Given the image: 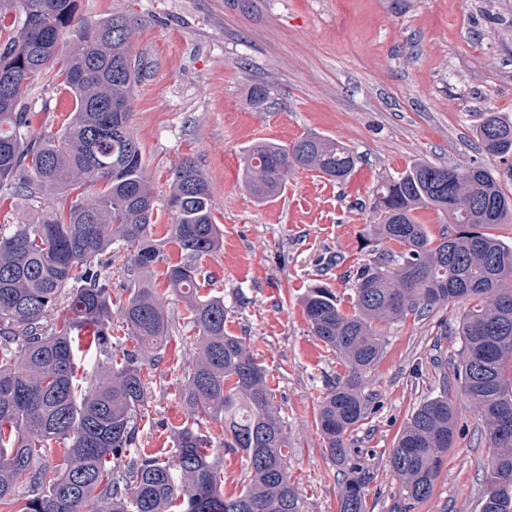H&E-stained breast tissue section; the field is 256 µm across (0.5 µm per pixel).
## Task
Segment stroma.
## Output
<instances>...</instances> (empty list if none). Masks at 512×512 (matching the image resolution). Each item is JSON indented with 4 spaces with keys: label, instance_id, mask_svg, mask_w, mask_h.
Here are the masks:
<instances>
[{
    "label": "stroma",
    "instance_id": "1",
    "mask_svg": "<svg viewBox=\"0 0 512 512\" xmlns=\"http://www.w3.org/2000/svg\"><path fill=\"white\" fill-rule=\"evenodd\" d=\"M79 16L120 14L135 24L133 58L146 73L134 90L130 126L147 175L164 197L173 170L194 157L206 175L217 253L199 261L202 288L224 298V330L246 340L267 374L288 426V472L302 512H338L335 466L315 413L346 366L311 335L301 301L324 282L341 302L351 271L381 255L400 263L395 242L366 247L363 234L380 177L421 159L482 165L501 175L476 139L481 112L512 121V0H77ZM263 85L270 108L254 109ZM24 101L34 129H59L71 96L51 75L32 81ZM315 132L359 156L344 183L297 170L284 193L260 203L243 182L244 150L260 141L291 145ZM173 319L167 356L150 383L141 448L168 456L187 409L180 397L193 354L184 303L164 296ZM463 305L439 306L387 327L385 353L367 375L377 410L350 439L351 459L371 475L369 512H393L401 485L389 465L395 438L425 399L458 401L451 375ZM486 426L459 407L454 444L429 498L411 512H479Z\"/></svg>",
    "mask_w": 512,
    "mask_h": 512
}]
</instances>
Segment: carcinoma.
<instances>
[{
  "label": "carcinoma",
  "mask_w": 512,
  "mask_h": 512,
  "mask_svg": "<svg viewBox=\"0 0 512 512\" xmlns=\"http://www.w3.org/2000/svg\"><path fill=\"white\" fill-rule=\"evenodd\" d=\"M134 25L122 15L90 24L76 0H0V196L40 198L36 221L0 232V507L8 512H302L286 465L289 435L267 377L245 339L224 333V297L199 294L198 261L222 247L210 185L192 157L172 173L165 209L180 258L155 238L156 196L130 127L143 64L129 54ZM51 72L71 92L63 128L35 131L22 103L34 76ZM490 158L512 157V122L487 111L476 128ZM245 185L263 203L299 168L338 183L354 150L319 134L291 146L245 150ZM98 186L91 193L89 187ZM448 216L454 234L430 235L418 213ZM367 241L404 247V280L376 264L354 275L351 309L315 283L303 299L312 334L348 368L316 412L325 451L341 475L339 512H368L362 470L346 468L350 438L371 414L364 376L381 360L386 326L438 305L467 301L455 377L480 413L491 449L480 512H512V245L492 229L512 217V193L483 165L416 160L381 179ZM126 246L127 301L120 306L131 349L110 348L112 292L104 273L112 244ZM162 271L155 272V267ZM161 277L186 305L195 352L182 398L189 420L164 460L139 448L138 415L164 359L172 324L153 284ZM67 303L68 316L48 320ZM111 351L94 389L76 378L79 352ZM457 406L443 394L414 409L398 433L391 467L404 499L431 494L454 442ZM221 423V447L240 455L241 490L224 494L202 420ZM63 464H39L51 441ZM28 496L16 497L19 485Z\"/></svg>",
  "instance_id": "carcinoma-1"
}]
</instances>
